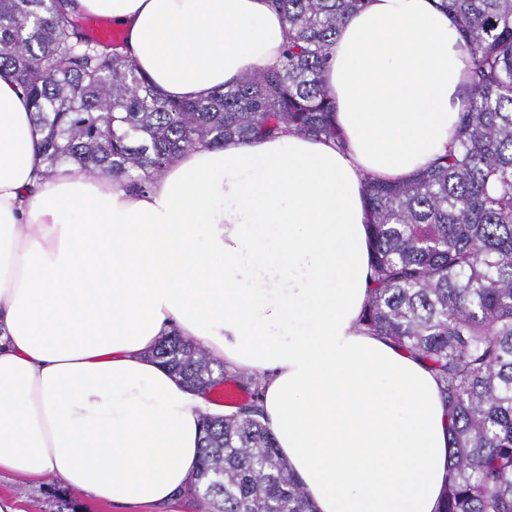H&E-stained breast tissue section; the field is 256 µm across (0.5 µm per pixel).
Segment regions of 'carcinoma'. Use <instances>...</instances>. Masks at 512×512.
Wrapping results in <instances>:
<instances>
[{
	"label": "carcinoma",
	"instance_id": "obj_1",
	"mask_svg": "<svg viewBox=\"0 0 512 512\" xmlns=\"http://www.w3.org/2000/svg\"><path fill=\"white\" fill-rule=\"evenodd\" d=\"M366 0H272L287 22L277 68L207 98L164 97L127 39L90 31L77 0H0V68L13 70L44 133L48 169L68 163L148 188L179 154L284 130L343 144L324 84L330 46ZM466 66L454 141L410 180L367 179L369 333L418 356L451 421L439 512H512V0H440ZM182 382L223 365L178 335L153 352ZM257 402L203 422L188 490L218 512H315Z\"/></svg>",
	"mask_w": 512,
	"mask_h": 512
}]
</instances>
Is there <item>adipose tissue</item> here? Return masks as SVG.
I'll list each match as a JSON object with an SVG mask.
<instances>
[{"mask_svg":"<svg viewBox=\"0 0 512 512\" xmlns=\"http://www.w3.org/2000/svg\"><path fill=\"white\" fill-rule=\"evenodd\" d=\"M124 29L154 86L202 98L282 59L269 0H77ZM465 65L432 0H369L325 83L345 141L292 132L175 158L149 189L70 166L0 70V474L115 505H176L222 406L150 353L170 333L263 374L264 420L317 512H437L448 410L426 364L360 323L364 179L453 139Z\"/></svg>","mask_w":512,"mask_h":512,"instance_id":"ef3b65f1","label":"adipose tissue"}]
</instances>
